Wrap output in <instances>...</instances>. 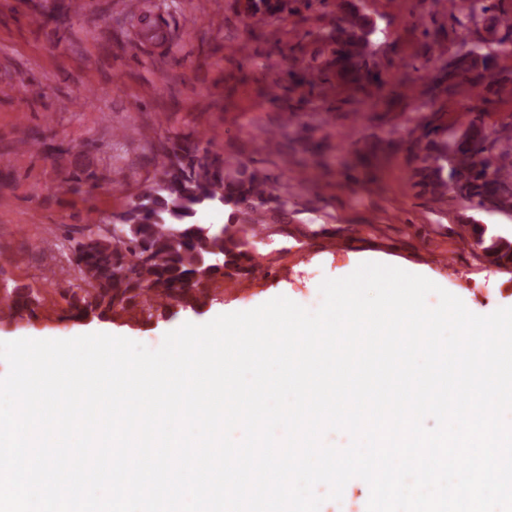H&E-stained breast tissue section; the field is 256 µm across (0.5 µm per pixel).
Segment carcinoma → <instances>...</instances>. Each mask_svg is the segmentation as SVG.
I'll use <instances>...</instances> for the list:
<instances>
[{
    "instance_id": "obj_1",
    "label": "carcinoma",
    "mask_w": 512,
    "mask_h": 512,
    "mask_svg": "<svg viewBox=\"0 0 512 512\" xmlns=\"http://www.w3.org/2000/svg\"><path fill=\"white\" fill-rule=\"evenodd\" d=\"M285 8L286 0H247L244 13L250 19L266 20ZM496 8L490 0H481L480 11L470 5L453 15L455 24L467 30L483 18L487 37L478 38L477 51L461 53L453 63L440 67L448 77V92L458 87L456 77L472 87L482 86L493 77L498 58L512 55V40L496 38L501 28L512 31V23L508 14L494 13ZM72 13L79 9L68 0L56 5L48 19L65 24ZM154 15L152 10L138 14L126 9L116 20L136 24L144 42L172 43L171 32L162 29ZM376 31L363 0H342L334 24L322 37L331 59L324 65L296 60L289 75L313 84L330 79L334 68L337 78L360 89L373 84L378 80L372 40ZM423 137L428 142L424 153L416 156V185L437 197L461 193L479 205L492 200L500 209L512 210V176L504 172L505 162L512 159L511 133L490 139L471 125L461 135H450L448 127L427 122ZM99 182L96 173L84 171L68 178L67 186L82 195L99 187ZM273 190L269 176L238 159L212 154L184 136L169 140L155 158L153 180L115 223L118 238L91 229L83 239L69 243L66 260L81 280L68 289L74 315L102 318L138 312L150 319L158 306L174 302L187 306L208 298L226 276V268L242 272L244 278L253 276L257 262L243 240L256 236L250 215L260 213ZM225 208L230 210L226 224L195 222L203 211ZM471 233L493 262L512 264V239L488 237L479 224ZM0 304L7 305L12 318L32 317L41 301L16 285L5 291Z\"/></svg>"
}]
</instances>
